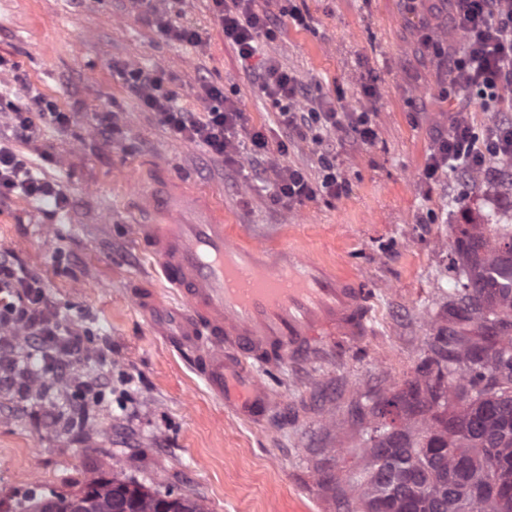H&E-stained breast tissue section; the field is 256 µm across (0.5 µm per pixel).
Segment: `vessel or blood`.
Instances as JSON below:
<instances>
[{
  "label": "vessel or blood",
  "mask_w": 512,
  "mask_h": 512,
  "mask_svg": "<svg viewBox=\"0 0 512 512\" xmlns=\"http://www.w3.org/2000/svg\"><path fill=\"white\" fill-rule=\"evenodd\" d=\"M143 211L156 223L134 225L180 301L167 310L153 288L130 295L147 312L169 311L165 343L186 354L194 371L235 416L263 421L274 405L259 368L305 362L364 336L372 296L352 273L318 264L299 250L245 239L226 226L224 210L196 190L143 189Z\"/></svg>",
  "instance_id": "vessel-or-blood-1"
}]
</instances>
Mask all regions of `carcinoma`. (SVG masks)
<instances>
[{
	"mask_svg": "<svg viewBox=\"0 0 512 512\" xmlns=\"http://www.w3.org/2000/svg\"><path fill=\"white\" fill-rule=\"evenodd\" d=\"M448 294V321L433 336V357L407 391L387 405L403 412L398 427L375 426L365 463L340 493L344 512H512V233L488 238L473 224L460 230ZM81 492L131 512H205L188 494L150 492L101 470ZM29 496L17 512H71V497Z\"/></svg>",
	"mask_w": 512,
	"mask_h": 512,
	"instance_id": "cac0c4a2",
	"label": "carcinoma"
}]
</instances>
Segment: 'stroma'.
<instances>
[{
  "mask_svg": "<svg viewBox=\"0 0 512 512\" xmlns=\"http://www.w3.org/2000/svg\"><path fill=\"white\" fill-rule=\"evenodd\" d=\"M306 17L297 25L289 5ZM278 17L265 42L275 57L349 112L370 110L377 137H327L346 192L289 206L252 176L250 134L262 131L280 165L319 174V148L289 143L279 152L278 110L260 95L214 16L212 0H186L180 24L199 30L193 46L145 24L130 0H0V55L18 66L0 72V130L12 107L37 92L71 112L61 131L37 121L21 154L68 195L60 211L11 196L0 199V253L39 276L52 313L78 328L90 350L109 345L108 362L85 358L90 377L112 389L89 406L86 430L54 428L40 398L0 401V512L29 492H76V482L106 469L151 491L199 499L206 512H338L335 482L364 464L360 413L406 390L446 325L456 275L450 255L462 224L489 211L479 185L453 171L426 179L432 144L448 134L443 71L419 48L431 12L402 0H255ZM158 70L179 104L203 113L200 82L223 89L244 114L236 164L177 138L140 109L113 60ZM376 98H367V86ZM115 112L122 132L105 141L99 118ZM212 195L225 223L269 245L300 247L365 279L375 290L373 331L343 351L306 364L283 361L263 378L275 405L268 420L234 417L204 380L157 336L127 296L148 282L166 293L159 268L132 232L148 221L131 188L156 176Z\"/></svg>",
  "mask_w": 512,
  "mask_h": 512,
  "instance_id": "obj_1",
  "label": "stroma"
}]
</instances>
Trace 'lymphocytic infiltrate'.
Returning <instances> with one entry per match:
<instances>
[{
  "instance_id": "1",
  "label": "lymphocytic infiltrate",
  "mask_w": 512,
  "mask_h": 512,
  "mask_svg": "<svg viewBox=\"0 0 512 512\" xmlns=\"http://www.w3.org/2000/svg\"><path fill=\"white\" fill-rule=\"evenodd\" d=\"M438 2L449 29L461 35L462 46H444L431 32L420 38L427 54L448 71L443 97L454 114L450 133L438 138L430 152L425 170L429 179L448 166L471 172L482 163L483 157L475 148L476 136L464 114L475 103L485 111H502L505 94L512 92V0ZM132 4L144 21L159 23L171 39L200 44L196 29L168 21L169 16L181 15L184 0H132ZM214 6L224 35L235 45L240 60L255 62L258 88L276 105L287 140L309 139L321 147V176L315 181L302 168L282 167L267 158L268 142L263 132H253V152L264 158L262 165L254 169L255 178L271 181L276 200L290 203L320 194L342 193L346 183L325 135L330 131L351 133L361 142L370 143L377 132L369 113L345 112L338 110L334 102L310 99L307 88L276 58L260 57L261 39H275L279 27L273 16L254 9L253 0H214ZM114 70L142 108L154 114L176 137L203 144L210 155L232 160L236 146L231 134L242 114L223 91L203 85L209 110L206 119L201 120L176 104L174 91L158 71L119 63ZM39 117L61 130L71 123L69 113L37 95L26 106L14 108L8 134H0V198L49 196L64 209L69 198L60 186L37 176L36 163L15 148L16 143L31 141ZM0 327L21 331L31 349L39 354L47 374L55 380L70 376L72 360L84 350V338L78 330L55 319L41 279L6 254L0 255Z\"/></svg>"
}]
</instances>
